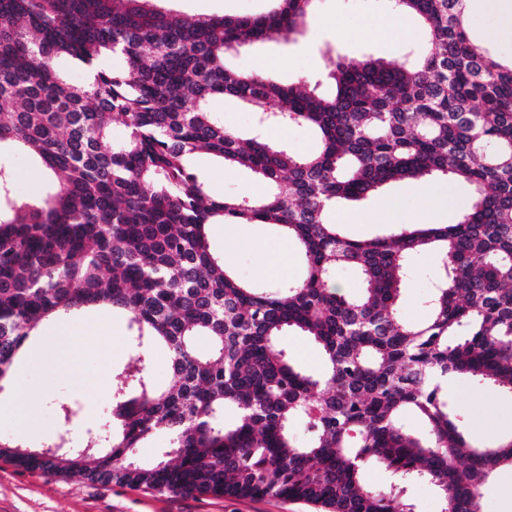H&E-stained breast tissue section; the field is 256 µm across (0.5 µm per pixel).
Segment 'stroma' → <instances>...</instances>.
Instances as JSON below:
<instances>
[{"mask_svg":"<svg viewBox=\"0 0 512 512\" xmlns=\"http://www.w3.org/2000/svg\"><path fill=\"white\" fill-rule=\"evenodd\" d=\"M169 8L193 17L254 16L268 11L271 0H169ZM389 14L388 0H319L314 19L304 36L294 42L270 41L241 49L230 56L234 68L261 69L283 83L323 81L328 55L350 61L368 57L392 60L428 49L423 26L408 18L397 44L386 39L382 23ZM470 38L501 61L512 59V40L492 38L497 18L486 0L467 4ZM209 109L225 126L250 136L263 131L268 140L288 145L295 154L305 155L315 146L308 128L298 125H261L257 113L240 107L222 96L212 97ZM8 163L12 190L16 197L38 196L45 174L28 156L14 154ZM192 164L216 198L248 192L252 175L229 167L209 154L196 155ZM469 201L464 186L445 179L408 180L387 185L361 202L338 209L335 218L352 239H366L392 231L393 220L408 219L412 224H452ZM210 242L224 262L247 281H258L273 288L303 278L305 267L298 250H291L287 263L267 277H259L264 260L276 257L283 238L270 224H214ZM437 281L433 254L412 259L406 288L399 303L402 322L415 324L427 317L426 301ZM102 318L90 307L75 316L83 328L96 327ZM109 327L101 348L74 353L68 341L55 340L59 320L44 323L29 343L25 358L15 367L13 382L0 390V436L17 439L31 449H39L67 438L69 447L83 445L87 431L104 432L110 421L112 392L123 366L133 355V332L127 316L116 312L107 318ZM38 394L30 410L31 426L25 434L16 432L15 402L27 394ZM448 400L463 414L472 438L491 443L512 433V397L466 375L451 378ZM76 403L77 420L63 428L57 413L59 402ZM0 512H318L316 506L279 498H236L212 495H179L112 485L95 486L70 477H47L37 471H24L0 459Z\"/></svg>","mask_w":512,"mask_h":512,"instance_id":"35a3bbf8","label":"stroma"}]
</instances>
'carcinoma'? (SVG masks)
Here are the masks:
<instances>
[{
    "instance_id": "1",
    "label": "carcinoma",
    "mask_w": 512,
    "mask_h": 512,
    "mask_svg": "<svg viewBox=\"0 0 512 512\" xmlns=\"http://www.w3.org/2000/svg\"><path fill=\"white\" fill-rule=\"evenodd\" d=\"M273 2L256 16L193 19L156 0H0V384L39 324L87 306L126 312L137 340L106 436L87 433L83 453L0 439V458L49 477L278 497L321 512H415L405 483L423 480L441 512H480L481 490L512 467V435L474 445L447 384L469 375L512 396V61L470 40L466 0H391L420 19L428 52L406 62L330 55L329 95L284 85L227 62L240 46L307 29L315 0ZM61 57L83 82L57 72ZM109 57L122 68L104 66ZM216 94L312 129L317 149L296 156L241 138L208 112ZM115 119L127 136L111 146ZM199 151L268 191L212 197L191 167ZM13 152L46 171L43 195L12 196ZM428 176L470 187L456 223L353 240L330 217L343 200ZM212 224L278 226L305 278L241 280L213 252ZM427 250L441 276L427 319L405 324L406 263ZM341 266L357 273V294L335 286ZM286 332L317 345L320 371L278 347ZM158 346L176 376L164 390L149 371ZM227 406L239 412L232 427ZM410 413L421 432L404 424ZM162 430L171 450L143 461ZM370 462L395 482L364 483Z\"/></svg>"
}]
</instances>
